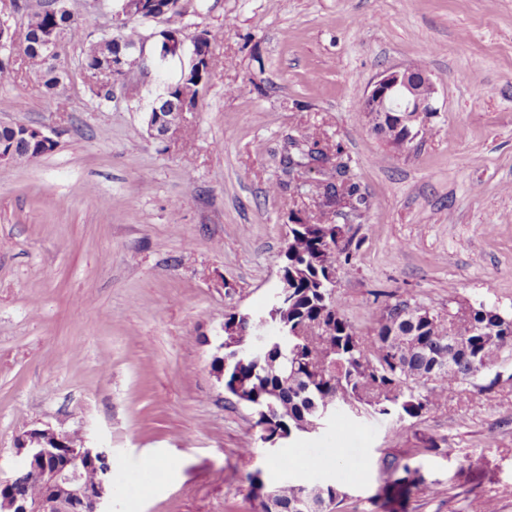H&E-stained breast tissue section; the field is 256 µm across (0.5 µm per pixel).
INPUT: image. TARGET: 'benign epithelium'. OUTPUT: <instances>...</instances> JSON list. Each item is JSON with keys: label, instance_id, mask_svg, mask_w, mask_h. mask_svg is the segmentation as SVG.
<instances>
[{"label": "benign epithelium", "instance_id": "benign-epithelium-1", "mask_svg": "<svg viewBox=\"0 0 512 512\" xmlns=\"http://www.w3.org/2000/svg\"><path fill=\"white\" fill-rule=\"evenodd\" d=\"M8 3L0 9V48L15 56L20 48L13 39V27L9 24ZM166 0H123L119 10L113 11L114 21L129 19H166ZM162 37L165 57H178L187 61L190 71L204 79L208 76L211 40L205 33L196 35L191 46L181 32L164 29ZM134 66L122 55L112 56V81L125 79ZM436 80L425 69L415 71L401 65L381 72L366 89L361 111L366 114L372 130L395 149L409 152L419 138V122L430 126L436 108ZM188 108L175 101L164 109L155 106L147 113L146 124L150 136L162 142L168 140L181 126ZM16 139L41 150H49L54 139L33 126L16 136ZM288 287L274 292L269 315H240L246 336H266L271 332L288 334V325L277 322L276 312L286 304ZM333 408H323L310 422L305 433L318 434L335 418ZM271 416L258 415L256 426L260 428L259 440L268 448H283L292 437L272 432ZM64 441L51 427L35 429L23 435L18 444L22 456L16 475L0 480V512H112V466L110 455L104 448H65ZM96 469L97 477L88 483L84 479L86 469ZM37 479L43 488L42 495L31 499L17 492L31 479Z\"/></svg>", "mask_w": 512, "mask_h": 512}]
</instances>
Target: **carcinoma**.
<instances>
[{
    "mask_svg": "<svg viewBox=\"0 0 512 512\" xmlns=\"http://www.w3.org/2000/svg\"><path fill=\"white\" fill-rule=\"evenodd\" d=\"M49 29L56 30L62 44H82L81 68L87 78L102 64L112 62V48L125 50L138 41L129 20L120 22L113 32L91 37L72 14L60 9L57 0H43L26 28L13 33L25 45L26 58L50 97L66 73L45 58L41 41ZM172 88V97L182 95L192 106L204 85L182 77ZM330 160L329 149L319 141H305L284 155L283 165L300 169ZM361 202L355 184L328 180L323 183L318 209L290 225L287 277L293 292L280 320L300 335L278 341L258 365L237 360L225 370L221 360L213 363L215 371H224V389L238 401H257L256 409L274 414L278 418L275 429L282 432L299 434L318 409L337 401L378 415L389 414L390 404L396 402L405 415L418 417L448 398L479 368H490L512 355V330L500 329L512 327V315L482 302L470 310L476 331L462 338L463 347L456 350L451 345V337L458 335L453 324L424 305L404 299L385 306L372 329L370 344L360 342L326 276L340 264H349L353 238H346L343 249L336 251L323 247L321 234L343 235L342 227L332 223L330 216ZM235 320L234 313L224 318V342L239 349L254 337L233 335ZM277 491L278 504L286 512H308L304 501L310 497L317 512H335L344 500V493L332 485L283 484Z\"/></svg>",
    "mask_w": 512,
    "mask_h": 512,
    "instance_id": "1",
    "label": "carcinoma"
}]
</instances>
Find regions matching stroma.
Listing matches in <instances>:
<instances>
[{
  "instance_id": "1",
  "label": "stroma",
  "mask_w": 512,
  "mask_h": 512,
  "mask_svg": "<svg viewBox=\"0 0 512 512\" xmlns=\"http://www.w3.org/2000/svg\"><path fill=\"white\" fill-rule=\"evenodd\" d=\"M211 71L171 139L144 116L179 64L134 72L101 102L82 46L45 95L27 61L0 82V123L41 128L54 150L0 165V478L18 439L52 427L111 449L112 512H256L247 477L334 484L338 512H512V358L420 417L349 418L285 448L256 447V418L210 363L225 315L258 313L279 283L288 226L326 172L283 175L290 141L339 150L365 203L335 219L359 247L336 294L363 343L385 305L458 302L512 313V0H185ZM422 62L437 81L432 133L402 153L358 102L383 70ZM339 461L314 465L326 452ZM165 460L148 477L146 457ZM416 469L400 498L387 482Z\"/></svg>"
}]
</instances>
